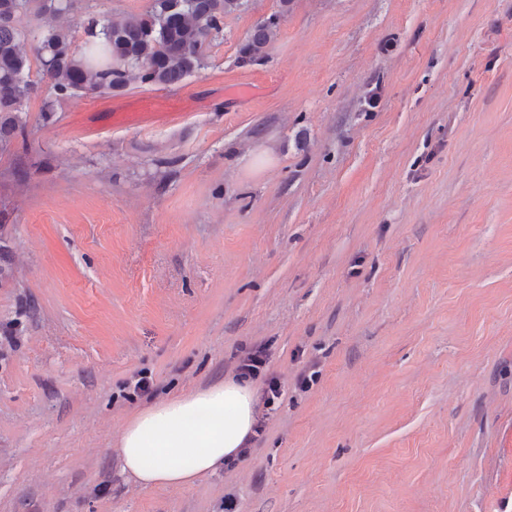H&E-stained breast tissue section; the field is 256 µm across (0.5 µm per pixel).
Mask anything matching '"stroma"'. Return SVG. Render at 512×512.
<instances>
[{"instance_id": "stroma-1", "label": "stroma", "mask_w": 512, "mask_h": 512, "mask_svg": "<svg viewBox=\"0 0 512 512\" xmlns=\"http://www.w3.org/2000/svg\"><path fill=\"white\" fill-rule=\"evenodd\" d=\"M47 97L0 147V512H512V0H244L179 85ZM256 345L246 453L123 472L128 420ZM280 19V13L273 14L252 28L239 48L241 61H256L266 54L267 49L277 36Z\"/></svg>"}]
</instances>
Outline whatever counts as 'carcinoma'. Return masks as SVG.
Instances as JSON below:
<instances>
[{"mask_svg":"<svg viewBox=\"0 0 512 512\" xmlns=\"http://www.w3.org/2000/svg\"><path fill=\"white\" fill-rule=\"evenodd\" d=\"M69 7L70 0H0L1 145L24 133L22 106L38 89L23 49L27 35H32L41 75L58 99L110 94L132 81L172 86L202 66L209 39L221 30L224 15L239 10L241 0H154L140 17L92 15L84 25L94 42L82 55L60 28L44 24L29 32L21 26L23 16H55ZM280 19L273 14L252 28L239 48L241 61L266 54Z\"/></svg>","mask_w":512,"mask_h":512,"instance_id":"obj_1","label":"carcinoma"}]
</instances>
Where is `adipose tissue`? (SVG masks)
<instances>
[{
    "instance_id": "1",
    "label": "adipose tissue",
    "mask_w": 512,
    "mask_h": 512,
    "mask_svg": "<svg viewBox=\"0 0 512 512\" xmlns=\"http://www.w3.org/2000/svg\"><path fill=\"white\" fill-rule=\"evenodd\" d=\"M255 421L251 388L227 380L140 412L125 425L117 452L140 486L188 488L237 456Z\"/></svg>"
}]
</instances>
